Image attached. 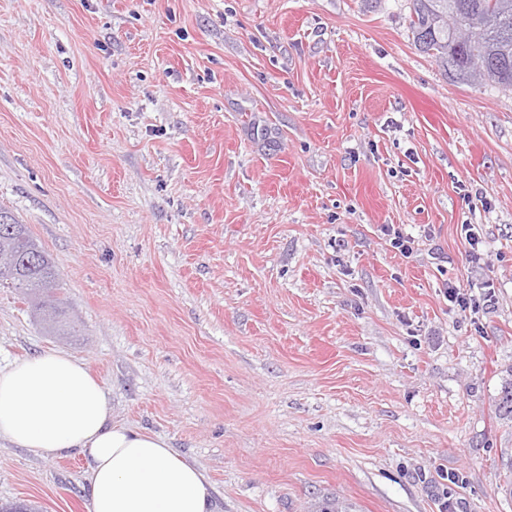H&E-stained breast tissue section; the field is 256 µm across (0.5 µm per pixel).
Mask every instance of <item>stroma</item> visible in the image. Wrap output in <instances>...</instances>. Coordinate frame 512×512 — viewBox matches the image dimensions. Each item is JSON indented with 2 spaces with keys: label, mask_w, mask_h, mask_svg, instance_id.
Returning <instances> with one entry per match:
<instances>
[{
  "label": "stroma",
  "mask_w": 512,
  "mask_h": 512,
  "mask_svg": "<svg viewBox=\"0 0 512 512\" xmlns=\"http://www.w3.org/2000/svg\"><path fill=\"white\" fill-rule=\"evenodd\" d=\"M409 23L407 0H0V207L75 323L0 288V366L86 363L215 512H512V90L450 80ZM0 501L91 512L84 455L1 439Z\"/></svg>",
  "instance_id": "stroma-1"
}]
</instances>
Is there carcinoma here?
Segmentation results:
<instances>
[{
    "mask_svg": "<svg viewBox=\"0 0 512 512\" xmlns=\"http://www.w3.org/2000/svg\"><path fill=\"white\" fill-rule=\"evenodd\" d=\"M410 30L420 50L465 83L488 81L512 88V0H408ZM456 15L449 26L446 18ZM0 288L32 300L51 332L65 331V312L53 303L57 271L27 225L0 208ZM498 410L512 420V377L502 381Z\"/></svg>",
    "mask_w": 512,
    "mask_h": 512,
    "instance_id": "cac0c4a2",
    "label": "carcinoma"
}]
</instances>
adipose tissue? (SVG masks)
<instances>
[{
	"label": "adipose tissue",
	"mask_w": 512,
	"mask_h": 512,
	"mask_svg": "<svg viewBox=\"0 0 512 512\" xmlns=\"http://www.w3.org/2000/svg\"><path fill=\"white\" fill-rule=\"evenodd\" d=\"M87 459L91 512H212L209 482L154 434L114 424L107 393L74 356L49 350L0 367V439Z\"/></svg>",
	"instance_id": "ef3b65f1"
}]
</instances>
